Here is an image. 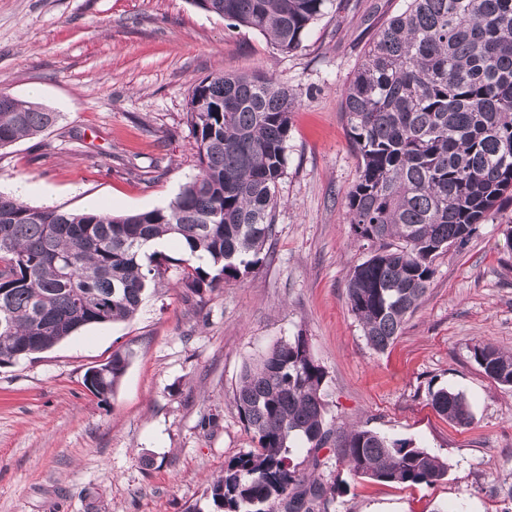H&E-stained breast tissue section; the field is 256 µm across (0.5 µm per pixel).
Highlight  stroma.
I'll list each match as a JSON object with an SVG mask.
<instances>
[{"mask_svg": "<svg viewBox=\"0 0 512 512\" xmlns=\"http://www.w3.org/2000/svg\"><path fill=\"white\" fill-rule=\"evenodd\" d=\"M405 7L335 0L302 49L283 54L190 0H0V91L62 115L0 150V193L33 207L166 206L200 171L188 103L211 73L268 74L298 99L259 266L198 293L171 267L130 319L0 366V512H213L209 482L257 446L234 402L241 372L299 334L326 372L332 429H371L450 464L432 486L384 484L348 478L332 447L316 468L293 449L308 480H345L328 512H512V388L472 357L477 343L512 351V204L434 259L419 308L386 352L368 345L347 301L369 251L347 220L359 158L341 92ZM117 350L129 365L103 402L84 375ZM441 387L465 394L470 426L433 409L429 393Z\"/></svg>", "mask_w": 512, "mask_h": 512, "instance_id": "stroma-1", "label": "stroma"}]
</instances>
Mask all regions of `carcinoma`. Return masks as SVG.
Returning a JSON list of instances; mask_svg holds the SVG:
<instances>
[{"label": "carcinoma", "instance_id": "cac0c4a2", "mask_svg": "<svg viewBox=\"0 0 512 512\" xmlns=\"http://www.w3.org/2000/svg\"><path fill=\"white\" fill-rule=\"evenodd\" d=\"M257 31L282 53L302 47L334 0H191ZM360 156L346 208L353 237L370 248L347 282L367 344L385 351L417 309L433 260L462 247L494 208L512 203V0H408L364 53L342 92ZM293 89L263 74L221 71L197 83L188 116L200 173L167 206L127 215L31 207L0 194V365L41 353L82 327L124 321L175 260L146 254L171 237L198 293L249 272L274 234L286 172ZM60 113L15 97L0 103V149L54 127ZM205 256L206 268L190 259ZM496 383L512 387V353L472 348ZM129 354L112 353L85 375L101 400ZM326 372L298 335L247 367L234 400L257 448L232 459L207 487L214 512H327L340 485L306 483L291 448L334 445L352 477L432 485L448 461L410 441L364 428L327 427ZM433 409L467 426L465 396L429 392Z\"/></svg>", "mask_w": 512, "mask_h": 512}]
</instances>
